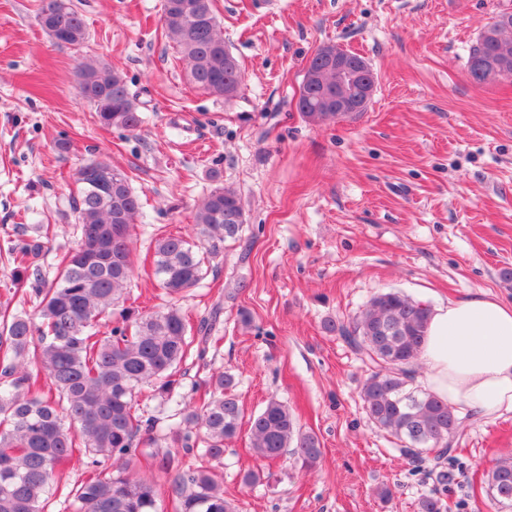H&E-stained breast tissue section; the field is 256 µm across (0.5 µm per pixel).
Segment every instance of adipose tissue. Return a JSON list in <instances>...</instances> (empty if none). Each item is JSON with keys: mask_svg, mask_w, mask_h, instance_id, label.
I'll return each instance as SVG.
<instances>
[{"mask_svg": "<svg viewBox=\"0 0 512 512\" xmlns=\"http://www.w3.org/2000/svg\"><path fill=\"white\" fill-rule=\"evenodd\" d=\"M425 384L456 411L512 413V303L484 291L434 309Z\"/></svg>", "mask_w": 512, "mask_h": 512, "instance_id": "obj_1", "label": "adipose tissue"}]
</instances>
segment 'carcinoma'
I'll return each mask as SVG.
<instances>
[{"instance_id":"carcinoma-1","label":"carcinoma","mask_w":512,"mask_h":512,"mask_svg":"<svg viewBox=\"0 0 512 512\" xmlns=\"http://www.w3.org/2000/svg\"><path fill=\"white\" fill-rule=\"evenodd\" d=\"M162 13L191 83L216 98L236 97L243 71L224 41L213 0H164ZM38 21L59 46L80 47L88 39L72 0H43ZM504 43L512 45L508 10L482 28L470 49L467 69L475 83L512 82V58L500 55ZM78 92L93 104L101 126L131 133L141 127L140 103L114 67L92 58L81 62ZM328 100L336 102V83L301 81L296 108L309 122L357 118L320 111ZM75 182L76 241L57 254L54 278L45 277L40 257L52 248L55 225H38V240L7 250L20 303L34 299L38 305L32 316L0 309V512H45L57 473L76 456L93 466L112 461L110 473H94L72 490L81 512H162L166 497L176 512H237L214 471L175 462L171 449L221 459L224 442L245 423L256 458L274 460L289 451L300 468L314 469L322 455L317 435L302 431L288 405L274 397L243 421L237 382L228 371L212 375L200 405L181 406L178 368L190 357L206 361L220 307L200 320L199 335L189 336L173 302L152 312L126 305L141 197L128 174L105 157L81 166ZM245 222L237 191L218 186L196 207L197 241L157 238L154 275L167 296L174 300L196 287L224 242L241 238ZM114 315L121 323L100 333ZM430 316L429 306L390 290L375 295L350 322L330 320L325 328L373 366L360 387L369 420L399 440V451L411 462L432 457L436 485L420 497L418 512H446L447 464L455 458L460 420L448 403L413 386ZM43 378L50 396L42 392ZM144 387L159 399L154 414L138 407ZM140 455L157 459L168 481L138 473ZM486 484L495 504L512 505V454L495 460Z\"/></svg>"}]
</instances>
